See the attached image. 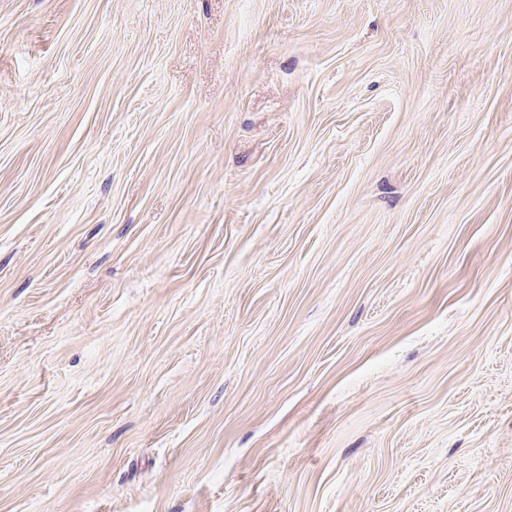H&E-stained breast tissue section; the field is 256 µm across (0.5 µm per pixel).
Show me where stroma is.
I'll use <instances>...</instances> for the list:
<instances>
[{"label":"stroma","instance_id":"obj_1","mask_svg":"<svg viewBox=\"0 0 512 512\" xmlns=\"http://www.w3.org/2000/svg\"><path fill=\"white\" fill-rule=\"evenodd\" d=\"M0 512H512V0H0Z\"/></svg>","mask_w":512,"mask_h":512}]
</instances>
